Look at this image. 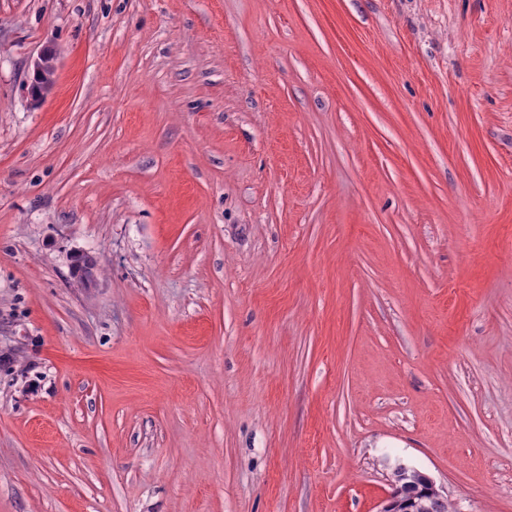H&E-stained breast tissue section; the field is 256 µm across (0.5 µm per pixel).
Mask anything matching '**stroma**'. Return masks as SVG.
<instances>
[{
    "label": "stroma",
    "mask_w": 512,
    "mask_h": 512,
    "mask_svg": "<svg viewBox=\"0 0 512 512\" xmlns=\"http://www.w3.org/2000/svg\"><path fill=\"white\" fill-rule=\"evenodd\" d=\"M399 465L512 512V0H0V512Z\"/></svg>",
    "instance_id": "obj_1"
}]
</instances>
